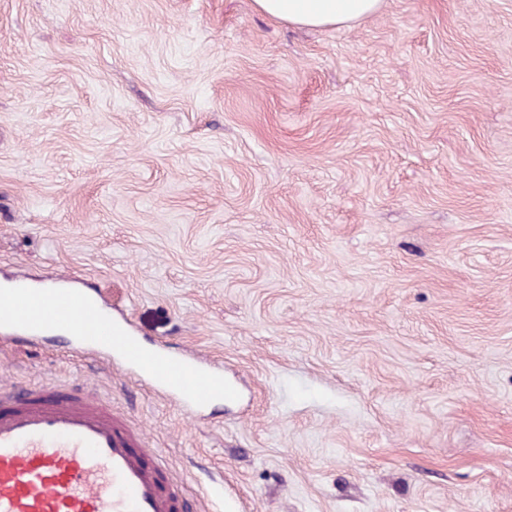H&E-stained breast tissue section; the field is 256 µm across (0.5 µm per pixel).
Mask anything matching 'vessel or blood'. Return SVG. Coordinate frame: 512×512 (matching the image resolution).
Here are the masks:
<instances>
[{"label":"vessel or blood","mask_w":512,"mask_h":512,"mask_svg":"<svg viewBox=\"0 0 512 512\" xmlns=\"http://www.w3.org/2000/svg\"><path fill=\"white\" fill-rule=\"evenodd\" d=\"M66 327L78 350L177 395L186 414L224 392L216 368L164 345L148 346L97 298L73 289L0 290V329L36 336ZM189 501L167 460L142 431L93 389L49 383L19 390L0 383V512H186Z\"/></svg>","instance_id":"b4317fda"}]
</instances>
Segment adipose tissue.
I'll use <instances>...</instances> for the list:
<instances>
[{"mask_svg":"<svg viewBox=\"0 0 512 512\" xmlns=\"http://www.w3.org/2000/svg\"><path fill=\"white\" fill-rule=\"evenodd\" d=\"M258 11L294 25H345L375 13L380 0H254Z\"/></svg>","mask_w":512,"mask_h":512,"instance_id":"1","label":"adipose tissue"}]
</instances>
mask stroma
Masks as SVG:
<instances>
[{"mask_svg": "<svg viewBox=\"0 0 512 512\" xmlns=\"http://www.w3.org/2000/svg\"><path fill=\"white\" fill-rule=\"evenodd\" d=\"M76 279L237 390L186 416L70 337L201 512H512V0H0V283ZM258 11L288 24L345 25L375 13L380 0H254Z\"/></svg>", "mask_w": 512, "mask_h": 512, "instance_id": "stroma-1", "label": "stroma"}]
</instances>
